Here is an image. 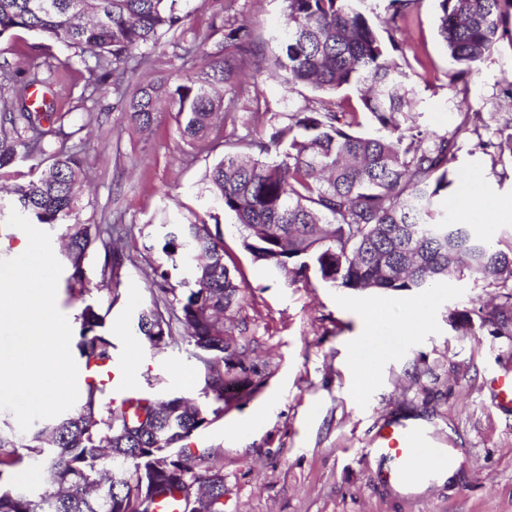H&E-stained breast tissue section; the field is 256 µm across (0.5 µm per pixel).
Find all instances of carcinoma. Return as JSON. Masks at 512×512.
I'll return each mask as SVG.
<instances>
[{
	"instance_id": "1",
	"label": "carcinoma",
	"mask_w": 512,
	"mask_h": 512,
	"mask_svg": "<svg viewBox=\"0 0 512 512\" xmlns=\"http://www.w3.org/2000/svg\"><path fill=\"white\" fill-rule=\"evenodd\" d=\"M180 0H0V44L17 30L36 34L44 49H73L93 84L112 89L131 123L151 127L159 112L176 115L182 136L204 139L219 116L236 111L238 74L267 62L293 90L306 85L323 95L318 106L298 109L288 123L273 122L245 143L247 156L226 153L205 175L212 205L231 217L254 258L285 270L291 280L347 289L378 288L424 293L453 274L506 288L490 320L509 334L512 313V240L476 233L448 220L440 201L459 188V141L477 147L494 165L512 163V113L493 135L464 113L448 133L425 136L403 124L414 111L415 90L406 67L392 52L395 32L410 0H389L386 29L368 17L359 0H283L285 27L277 51L267 54L249 22L224 29L221 61L170 88L154 80L129 87L149 51L183 28ZM512 0H438L437 33L456 66V76L476 73L504 39ZM55 70L29 58L23 75L0 68V192L17 161L31 160L30 178L9 192L35 222L62 227L67 288L85 291L83 263L101 243V282L119 283L127 244L112 226L81 220L78 193L89 181L85 157L68 149L73 133L67 113L47 112L30 89L47 87ZM360 93L362 111H346L328 99L340 91ZM165 261L149 264L151 305L137 330L155 349L186 340L204 372V401H160L140 395L103 402L104 390L85 386L76 408L20 442L0 435V448H22L43 468L39 492L0 485V512H157L175 500L181 512H223V453L190 448L195 431L253 390L249 344L229 335L225 313L244 301L237 269L224 262L220 222L174 224L163 235ZM185 264L190 280L179 290L170 268ZM77 348L86 365L112 361L104 316L93 304L81 312Z\"/></svg>"
}]
</instances>
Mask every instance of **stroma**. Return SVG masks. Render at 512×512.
Returning a JSON list of instances; mask_svg holds the SVG:
<instances>
[{
	"mask_svg": "<svg viewBox=\"0 0 512 512\" xmlns=\"http://www.w3.org/2000/svg\"><path fill=\"white\" fill-rule=\"evenodd\" d=\"M186 36L203 40V53L174 58L168 44L149 55L145 78L183 82L204 67L224 43V28L250 22L263 41L284 27L282 0H181ZM437 0H413L395 38L396 60L407 61L417 90L413 124L427 133L452 129L463 113L489 124L506 105L503 79L512 80V43L502 42L468 83L453 82L455 68L436 30ZM87 71L58 72L46 100L66 113L86 144L92 196L82 218L92 224H187L207 218L208 168L224 153L265 130L271 115H285L314 101L310 88L287 91L280 79L247 70L234 120L219 139L188 143L174 113H161L151 131L139 132L117 105L111 84L94 101L80 93ZM99 121L87 120L90 111ZM464 140L459 167L483 181L499 205L512 207V174L501 177L489 157ZM224 259L240 271L245 301L228 312L237 333L250 342L248 359L260 374L251 396L192 436L194 447L223 451L224 512H512V410L492 404L498 381L512 379V335L493 332L487 319L500 305L499 291L450 279L430 304V326L403 340L389 319L367 327L359 305L389 300L376 288L351 290L318 280L291 282L288 275L253 259L229 218H221ZM121 270L118 297L99 291L104 250L90 248L84 261L88 287L71 296L59 279L58 308L79 328L86 304L96 303L124 363L126 382L146 395L195 396L204 376L188 346L155 350L136 330L151 296L146 274L161 251L150 237H136ZM375 368V385L354 397L355 361ZM403 422L422 430L430 447L463 454L454 480L425 490L388 483L374 465L371 441L379 426Z\"/></svg>",
	"mask_w": 512,
	"mask_h": 512,
	"instance_id": "35a3bbf8",
	"label": "stroma"
}]
</instances>
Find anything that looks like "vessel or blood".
I'll list each match as a JSON object with an SVG mask.
<instances>
[{
  "mask_svg": "<svg viewBox=\"0 0 512 512\" xmlns=\"http://www.w3.org/2000/svg\"><path fill=\"white\" fill-rule=\"evenodd\" d=\"M373 450L390 461L387 477L399 485L432 481L449 466L444 452L426 447L423 433L404 424L383 426Z\"/></svg>",
  "mask_w": 512,
  "mask_h": 512,
  "instance_id": "b4317fda",
  "label": "vessel or blood"
}]
</instances>
